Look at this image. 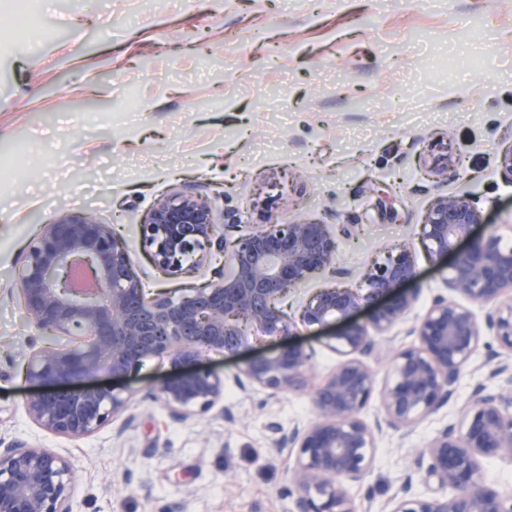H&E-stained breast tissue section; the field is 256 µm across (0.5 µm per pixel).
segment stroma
Instances as JSON below:
<instances>
[{
	"label": "stroma",
	"instance_id": "stroma-1",
	"mask_svg": "<svg viewBox=\"0 0 512 512\" xmlns=\"http://www.w3.org/2000/svg\"><path fill=\"white\" fill-rule=\"evenodd\" d=\"M0 0V444L52 448L73 467L71 512H288L295 449L268 431L314 419L311 396L337 359L316 328L307 385L274 397L233 381L272 343L211 354L223 409L173 418L147 360L119 386L124 410L71 439L28 415L30 341L52 342L10 291L33 238L59 211H90L120 231L145 289L174 296L217 279L216 257L180 279L151 264L139 227L153 204L186 188L216 217L256 214L285 196L279 221L331 226L338 264L356 280L375 250L409 243L434 199L464 192L486 224H512V184L497 168L512 145V0H33L51 38L31 43ZM495 13L478 66L469 32ZM447 142L455 169L427 168ZM485 336L448 404L409 432L383 430L374 468L351 491L355 512H391L417 449L458 422L477 386L494 387Z\"/></svg>",
	"mask_w": 512,
	"mask_h": 512
}]
</instances>
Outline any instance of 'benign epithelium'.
Segmentation results:
<instances>
[{"label":"benign epithelium","instance_id":"1","mask_svg":"<svg viewBox=\"0 0 512 512\" xmlns=\"http://www.w3.org/2000/svg\"><path fill=\"white\" fill-rule=\"evenodd\" d=\"M429 169L448 172V145H430ZM512 184V147L497 156ZM261 228L234 237L241 220L216 222L207 199L174 191L159 200L141 224L150 260L163 275L193 274L214 254H224V277L189 296L148 295L125 244L108 224L87 213H61L33 239L17 290L29 321L41 332L88 336L86 344L50 345L32 352L27 376L51 389L27 400V413L43 429L82 438L101 429L126 406L114 389L79 381L105 371L114 377L166 356L176 374L158 390L177 416L206 413L224 402V378L202 367L211 352H234L249 338L277 337L282 346L251 360L236 383L276 396L299 391L316 350L289 344L297 323L339 326L324 347L338 357L336 369L312 395L315 418L282 433L270 425L272 442L297 449L290 480L289 512H354L350 490L372 469L382 426L409 430L452 397L461 369L479 349L483 329L512 356V225L476 227L483 215L465 193L437 197L415 237L427 257L439 261L466 243L448 266L446 293L434 295L407 330L413 343L394 355L380 395L383 423L362 417L374 394L379 358L374 339L405 322L419 291L403 285L416 277L415 248L383 247L359 286L340 283L338 245L329 225L299 218L281 224L269 208ZM322 276L334 284L314 289L298 317L282 306L288 295ZM486 309L481 319L475 307ZM370 309L368 323L355 319ZM495 389L478 386L460 421L439 431L415 452L391 512H512V496L482 482L480 460L512 454V364L491 371ZM424 490H413V478ZM72 466L51 448L16 442L0 448V512H70Z\"/></svg>","mask_w":512,"mask_h":512}]
</instances>
